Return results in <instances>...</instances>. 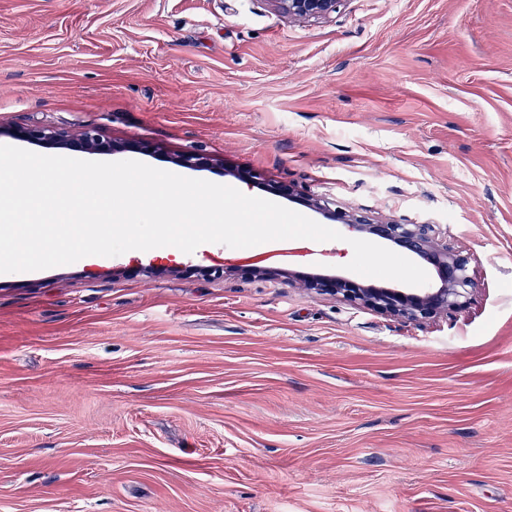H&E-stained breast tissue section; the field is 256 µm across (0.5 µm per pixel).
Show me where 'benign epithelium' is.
<instances>
[{
    "label": "benign epithelium",
    "mask_w": 512,
    "mask_h": 512,
    "mask_svg": "<svg viewBox=\"0 0 512 512\" xmlns=\"http://www.w3.org/2000/svg\"><path fill=\"white\" fill-rule=\"evenodd\" d=\"M280 14L300 21L329 18L344 0H269ZM17 138L31 143H48L73 154H104L115 156L127 151L149 154L155 146L149 141L126 145L105 138L98 129L88 127L77 136L54 132L38 126L16 128ZM172 163L183 168H201L207 159L198 154H182ZM307 205L327 213L359 239L379 240L405 254L413 255L432 265L438 276L433 288H384L367 286L344 275H305L288 271V283L301 288L340 298L355 306L381 315L426 324L450 317L465 309L476 288L470 274L469 257L448 245V229L434 220L393 219L372 215L366 211L346 209L335 202L307 198ZM254 277L279 275L276 267L247 263L237 266Z\"/></svg>",
    "instance_id": "7a95c632"
}]
</instances>
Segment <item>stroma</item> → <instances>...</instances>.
Segmentation results:
<instances>
[{
    "label": "stroma",
    "instance_id": "obj_1",
    "mask_svg": "<svg viewBox=\"0 0 512 512\" xmlns=\"http://www.w3.org/2000/svg\"><path fill=\"white\" fill-rule=\"evenodd\" d=\"M23 125L434 218L477 288L418 325L214 243L0 274V512H512V0H0ZM274 9L293 20L310 21L329 18L344 0H269Z\"/></svg>",
    "mask_w": 512,
    "mask_h": 512
}]
</instances>
